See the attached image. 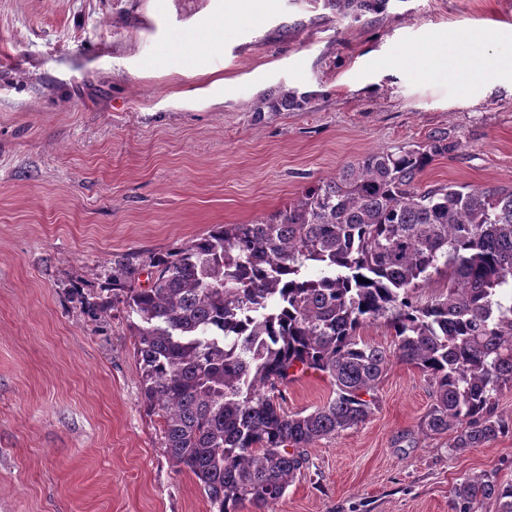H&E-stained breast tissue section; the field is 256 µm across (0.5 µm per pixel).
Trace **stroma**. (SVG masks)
Returning a JSON list of instances; mask_svg holds the SVG:
<instances>
[{
  "label": "stroma",
  "mask_w": 512,
  "mask_h": 512,
  "mask_svg": "<svg viewBox=\"0 0 512 512\" xmlns=\"http://www.w3.org/2000/svg\"><path fill=\"white\" fill-rule=\"evenodd\" d=\"M229 0H0V512H213L162 446L112 262L284 211L373 152L454 141L424 186L512 190V68L447 78L434 48L512 39V0H258L221 47ZM307 97L279 104L283 91ZM287 412L333 399L283 388ZM358 427L322 438L273 512H455L454 488L512 481V434L466 453L423 435L426 376L392 361ZM390 0H328L336 6V12L343 18L359 19L366 12H382L387 9Z\"/></svg>",
  "instance_id": "35a3bbf8"
}]
</instances>
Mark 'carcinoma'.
I'll return each mask as SVG.
<instances>
[{"label":"carcinoma","mask_w":512,"mask_h":512,"mask_svg":"<svg viewBox=\"0 0 512 512\" xmlns=\"http://www.w3.org/2000/svg\"><path fill=\"white\" fill-rule=\"evenodd\" d=\"M390 0H328L343 18ZM434 140L375 152L309 187L278 216L217 224L151 260L152 285L112 266V297L131 323L142 398L163 448L197 479L216 512H258L286 493L315 441L363 424L390 354L360 329L384 319L394 354L419 368L434 402L425 434L453 432L462 454L512 431L494 398L512 388V191L419 186ZM323 268L310 279L305 269ZM443 289L422 299L435 281ZM330 378L335 397L303 414L279 403L299 372ZM512 512V482L495 474L454 488L455 512Z\"/></svg>","instance_id":"cac0c4a2"}]
</instances>
